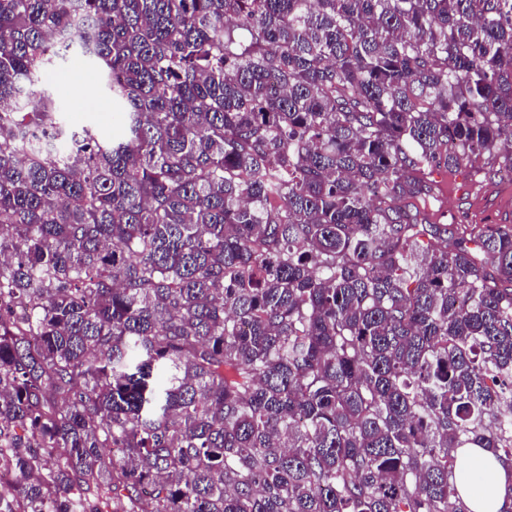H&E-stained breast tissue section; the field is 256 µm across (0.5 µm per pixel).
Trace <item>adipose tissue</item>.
Segmentation results:
<instances>
[{
	"label": "adipose tissue",
	"instance_id": "obj_1",
	"mask_svg": "<svg viewBox=\"0 0 512 512\" xmlns=\"http://www.w3.org/2000/svg\"><path fill=\"white\" fill-rule=\"evenodd\" d=\"M469 469L488 473L482 486H474L469 477H460L459 495L470 512H512V467L498 461L484 448H464L460 451Z\"/></svg>",
	"mask_w": 512,
	"mask_h": 512
}]
</instances>
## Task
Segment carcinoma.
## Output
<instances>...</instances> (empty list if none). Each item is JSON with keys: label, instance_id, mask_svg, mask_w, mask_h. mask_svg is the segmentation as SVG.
Here are the masks:
<instances>
[{"label": "carcinoma", "instance_id": "obj_1", "mask_svg": "<svg viewBox=\"0 0 512 512\" xmlns=\"http://www.w3.org/2000/svg\"><path fill=\"white\" fill-rule=\"evenodd\" d=\"M462 164L512 172V0H0V512H469L512 225L425 222ZM71 98L65 100L64 107V115L69 122L93 125L104 136L112 137L113 127L114 133L116 130V115L102 89L101 76L95 66L83 62L77 65Z\"/></svg>", "mask_w": 512, "mask_h": 512}]
</instances>
